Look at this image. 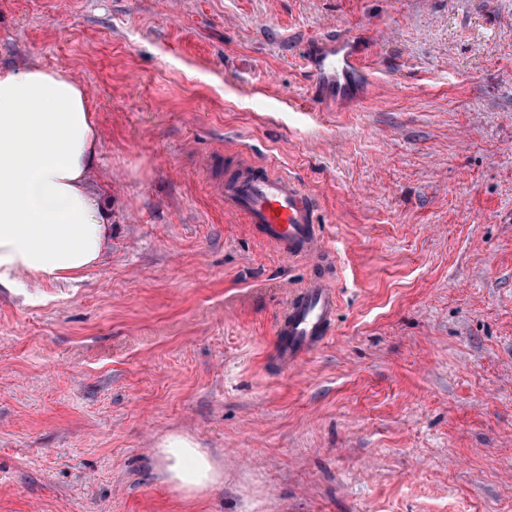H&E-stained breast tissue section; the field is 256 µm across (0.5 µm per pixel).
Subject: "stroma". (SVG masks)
Masks as SVG:
<instances>
[{"label": "stroma", "mask_w": 512, "mask_h": 512, "mask_svg": "<svg viewBox=\"0 0 512 512\" xmlns=\"http://www.w3.org/2000/svg\"><path fill=\"white\" fill-rule=\"evenodd\" d=\"M354 35L361 95L304 49ZM88 87L102 261L0 287V512H512V0H0V64ZM320 201V259L260 243L235 153ZM325 343L281 367L293 292ZM215 450L185 499L153 454ZM336 308V293L326 277L314 276L301 287L276 328L278 357L283 367L288 368L319 348ZM155 449L163 481L184 498L203 496L224 484V465L191 437L170 433Z\"/></svg>", "instance_id": "stroma-1"}]
</instances>
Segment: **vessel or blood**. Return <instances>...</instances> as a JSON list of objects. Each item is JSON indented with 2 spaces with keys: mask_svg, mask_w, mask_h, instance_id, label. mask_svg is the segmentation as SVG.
<instances>
[{
  "mask_svg": "<svg viewBox=\"0 0 512 512\" xmlns=\"http://www.w3.org/2000/svg\"><path fill=\"white\" fill-rule=\"evenodd\" d=\"M317 86L347 97L365 69L354 36L325 37L305 58ZM217 192L226 207L242 213L264 243L291 259L315 255L318 244L316 194L283 171L242 160L227 173ZM336 293L326 277L310 278L290 301L276 328L278 357L288 367L325 341L334 320Z\"/></svg>",
  "mask_w": 512,
  "mask_h": 512,
  "instance_id": "vessel-or-blood-1",
  "label": "vessel or blood"
}]
</instances>
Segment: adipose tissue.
Instances as JSON below:
<instances>
[{
  "instance_id": "ef3b65f1",
  "label": "adipose tissue",
  "mask_w": 512,
  "mask_h": 512,
  "mask_svg": "<svg viewBox=\"0 0 512 512\" xmlns=\"http://www.w3.org/2000/svg\"><path fill=\"white\" fill-rule=\"evenodd\" d=\"M99 149L89 90L69 68L0 66V285L68 281L100 262L112 216L90 187ZM155 456L182 497L224 483L221 460L187 435H166Z\"/></svg>"
}]
</instances>
